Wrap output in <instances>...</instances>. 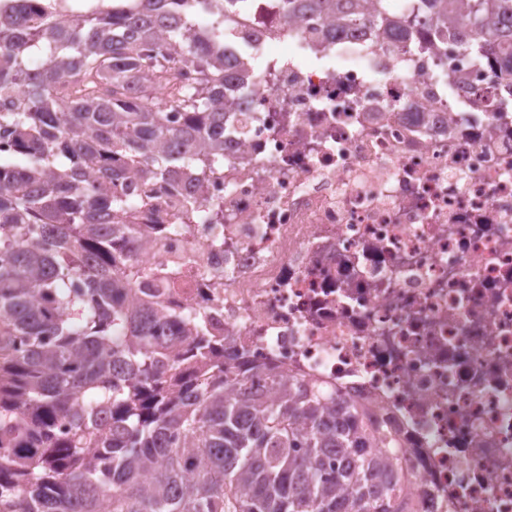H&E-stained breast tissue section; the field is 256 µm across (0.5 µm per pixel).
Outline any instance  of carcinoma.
<instances>
[{
  "label": "carcinoma",
  "mask_w": 512,
  "mask_h": 512,
  "mask_svg": "<svg viewBox=\"0 0 512 512\" xmlns=\"http://www.w3.org/2000/svg\"><path fill=\"white\" fill-rule=\"evenodd\" d=\"M134 0L29 26L0 11V512H414L392 440L370 413L285 379L213 315L144 281L139 188L224 171L223 0ZM387 0H286L289 14L364 19L406 41ZM512 76V0H421ZM165 30L166 37L158 36ZM46 65L25 69L31 47ZM190 65L183 80L179 66ZM185 217L224 224L197 195Z\"/></svg>",
  "instance_id": "1"
}]
</instances>
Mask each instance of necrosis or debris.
<instances>
[{"instance_id": "1", "label": "necrosis or debris", "mask_w": 512, "mask_h": 512, "mask_svg": "<svg viewBox=\"0 0 512 512\" xmlns=\"http://www.w3.org/2000/svg\"><path fill=\"white\" fill-rule=\"evenodd\" d=\"M396 12L412 44L246 0L224 176L202 188L224 227L157 186L166 230L140 257L225 342L370 408L418 512H512V81L434 38L418 0ZM187 219L202 218L207 224L224 226V204L219 202H206L199 195H189L186 200L185 215Z\"/></svg>"}]
</instances>
